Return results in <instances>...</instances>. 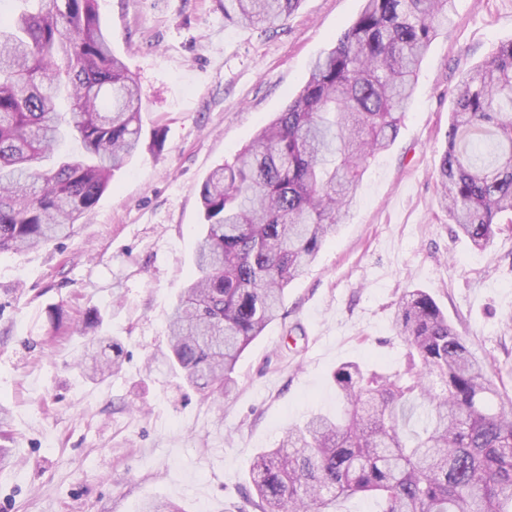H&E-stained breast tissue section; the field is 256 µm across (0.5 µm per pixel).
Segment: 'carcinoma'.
<instances>
[{"instance_id": "1", "label": "carcinoma", "mask_w": 512, "mask_h": 512, "mask_svg": "<svg viewBox=\"0 0 512 512\" xmlns=\"http://www.w3.org/2000/svg\"><path fill=\"white\" fill-rule=\"evenodd\" d=\"M12 2L0 9V252L17 253L92 209L139 149L142 126L136 80L97 0ZM450 2L363 0L285 110L208 175L195 270L168 325V361L187 386L230 394L238 359L394 142ZM299 4L224 0V21L271 26ZM67 139L80 151L61 154ZM436 182L441 209L474 247L512 224V41L461 77ZM395 326L403 370L340 365L343 417L313 414L254 457L245 495L260 512H330L358 494L379 498L381 512H512V397L427 292L406 291ZM98 327L82 321L91 378L120 366V344Z\"/></svg>"}]
</instances>
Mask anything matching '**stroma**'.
I'll return each mask as SVG.
<instances>
[{
  "label": "stroma",
  "instance_id": "obj_1",
  "mask_svg": "<svg viewBox=\"0 0 512 512\" xmlns=\"http://www.w3.org/2000/svg\"><path fill=\"white\" fill-rule=\"evenodd\" d=\"M361 7L301 0L266 28L225 23L221 0H98L141 87L142 148L66 237L0 254V512H142L151 498L257 512L240 496L253 457L310 413H336V368L401 367L408 288L433 297L512 395V229L483 250L456 237L435 183L459 79L512 40V0H452L395 141L243 352L232 394L204 398L162 357L194 269L203 180L286 108ZM95 314L123 363L92 381L78 328Z\"/></svg>",
  "mask_w": 512,
  "mask_h": 512
}]
</instances>
